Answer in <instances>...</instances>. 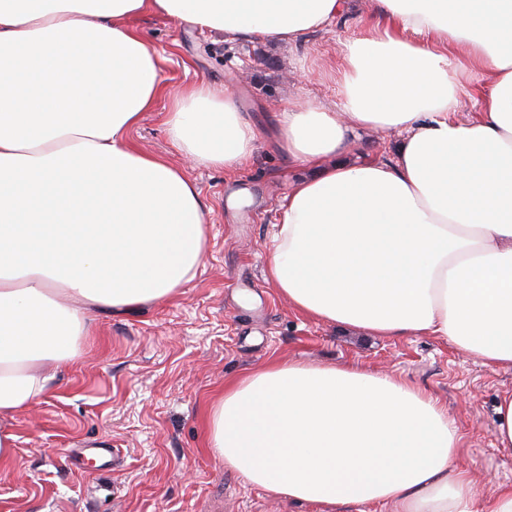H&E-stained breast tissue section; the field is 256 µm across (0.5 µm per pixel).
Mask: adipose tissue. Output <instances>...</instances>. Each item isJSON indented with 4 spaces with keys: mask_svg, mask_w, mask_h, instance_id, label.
<instances>
[{
    "mask_svg": "<svg viewBox=\"0 0 512 512\" xmlns=\"http://www.w3.org/2000/svg\"><path fill=\"white\" fill-rule=\"evenodd\" d=\"M353 11L352 0H0V421L46 395L50 366L76 355L96 315L169 296L203 259L194 183L127 141L162 85L161 56L128 18L296 46ZM377 12L342 44L340 112L278 115L304 174L278 209L268 279L312 319L439 336L512 369V0H377ZM164 124L187 158L227 171L257 139L233 90L202 80ZM356 129L404 136L391 159L355 163ZM462 439L447 406L402 378L294 361L225 383L208 428L225 468L320 512H512V484L483 499L457 465Z\"/></svg>",
    "mask_w": 512,
    "mask_h": 512,
    "instance_id": "obj_1",
    "label": "adipose tissue"
}]
</instances>
